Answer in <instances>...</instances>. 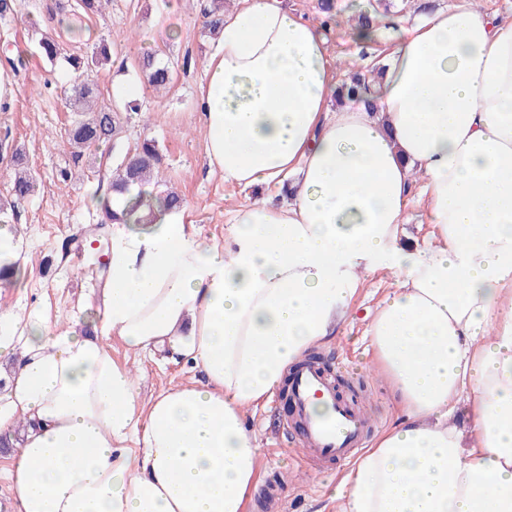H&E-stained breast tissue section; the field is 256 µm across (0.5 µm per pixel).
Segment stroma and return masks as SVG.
I'll use <instances>...</instances> for the list:
<instances>
[{"label": "stroma", "mask_w": 512, "mask_h": 512, "mask_svg": "<svg viewBox=\"0 0 512 512\" xmlns=\"http://www.w3.org/2000/svg\"><path fill=\"white\" fill-rule=\"evenodd\" d=\"M53 2L24 0L15 17L0 20V61L9 57L17 66L14 94L0 103V143L21 149L39 182L36 196L19 202L14 211L12 222L19 229L20 258L26 268L18 280L0 288V305L22 316L35 311L50 322L64 324L100 297L101 267L86 261L83 235L102 220L100 209L90 204L96 186L143 140H154L163 155L160 188L182 195L187 223L207 238H223L224 222L233 207L266 198L279 201L283 195L275 185L258 191L226 181L205 161L198 96L204 63L216 41L205 26L210 0H111L88 21L81 36L66 38L67 52L85 55L99 42L109 43L114 61L95 73L94 80L100 101L121 117L118 135L74 158L67 143L74 118L68 98L82 78L70 72L64 60H43L31 40V21H38L46 32L55 28L46 10ZM367 6L368 0H336L326 35L341 63V74L370 68L394 43L390 34L365 44L352 41L354 17ZM164 27L178 32V39H160ZM146 51L173 72L164 90L154 91L145 82L140 61ZM118 76L139 83L134 101L140 112L130 111L131 100L114 91ZM392 285L390 276L371 275L354 303L356 321L344 328L336 343L317 351L344 398L361 401L376 430L390 424L392 401L387 382L368 366L362 336L367 314ZM104 343L113 360L137 376L145 401L201 375L198 368L167 351L144 355L112 335ZM290 416L288 398L280 393L265 408L247 415L262 453L260 490L249 512H325L337 472L349 465L345 459L303 458L294 434L283 431Z\"/></svg>", "instance_id": "1"}]
</instances>
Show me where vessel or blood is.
<instances>
[{"instance_id":"obj_1","label":"vessel or blood","mask_w":512,"mask_h":512,"mask_svg":"<svg viewBox=\"0 0 512 512\" xmlns=\"http://www.w3.org/2000/svg\"><path fill=\"white\" fill-rule=\"evenodd\" d=\"M288 399L291 425L306 454L334 461L364 445L368 419L361 408L338 396L334 381L319 363L301 362L288 386Z\"/></svg>"}]
</instances>
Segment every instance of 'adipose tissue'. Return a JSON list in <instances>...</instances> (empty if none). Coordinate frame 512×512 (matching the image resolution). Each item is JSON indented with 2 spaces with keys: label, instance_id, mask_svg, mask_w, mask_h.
I'll return each instance as SVG.
<instances>
[{
  "label": "adipose tissue",
  "instance_id": "adipose-tissue-1",
  "mask_svg": "<svg viewBox=\"0 0 512 512\" xmlns=\"http://www.w3.org/2000/svg\"><path fill=\"white\" fill-rule=\"evenodd\" d=\"M384 61L376 109L335 110L319 24L286 0L225 14L203 69L205 159L291 200L233 209L218 242L179 209L113 225L93 333L0 308V436L25 426L16 512H248L247 412L336 340L378 271L394 286L364 339L396 415L337 475L332 512H512V20L454 0ZM417 183L432 232L407 245ZM110 334L205 378L141 406Z\"/></svg>",
  "mask_w": 512,
  "mask_h": 512
}]
</instances>
